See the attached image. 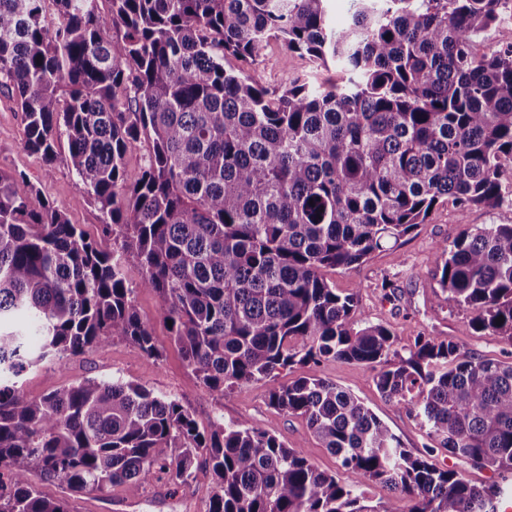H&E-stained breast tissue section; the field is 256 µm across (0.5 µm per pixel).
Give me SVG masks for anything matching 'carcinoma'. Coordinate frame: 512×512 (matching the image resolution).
<instances>
[{
	"label": "carcinoma",
	"mask_w": 512,
	"mask_h": 512,
	"mask_svg": "<svg viewBox=\"0 0 512 512\" xmlns=\"http://www.w3.org/2000/svg\"><path fill=\"white\" fill-rule=\"evenodd\" d=\"M99 2L0 0V88L22 112L24 147L51 165L67 140L82 199L103 216L98 241L24 174L0 171V512H68L34 476L136 499L156 479L188 482L200 461L215 476L208 512H397L270 431L219 418L200 429L143 383L86 377L25 397L13 378L114 338L160 357L129 265L207 391L305 367L269 402L359 482L408 498V512H501L499 491L409 454L317 368L371 367L379 393L450 456L512 470V362L437 336L401 347L323 274L364 263L440 203H512V48L471 49L507 0H351L341 29L329 0ZM272 40L316 70L335 65L340 82L271 89L225 66L262 62ZM143 147L129 184L126 155ZM436 264L444 301L512 342V224L462 230ZM19 313L38 348L5 330Z\"/></svg>",
	"instance_id": "1"
}]
</instances>
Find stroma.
Masks as SVG:
<instances>
[{"label":"stroma","instance_id":"obj_1","mask_svg":"<svg viewBox=\"0 0 512 512\" xmlns=\"http://www.w3.org/2000/svg\"><path fill=\"white\" fill-rule=\"evenodd\" d=\"M227 65L270 88L287 77H314L326 87L337 80L332 70L312 73L307 59L276 42L266 48L262 63L254 65L231 58ZM23 140L21 112L14 100L1 92L0 170L24 173L71 223L82 225L89 234H96L101 217L93 205L81 199V185L71 167L67 145H60L57 160L49 166L39 155L26 151ZM483 224H512V206L474 207L462 213L449 202L437 205L424 224L375 251L361 266L328 269L324 275L338 293L355 296L359 311L369 323L388 327L400 343H408L420 334L439 336L457 342L463 355L507 360L512 358V342L475 333L468 325L469 313L448 306L438 285L436 245L453 238L463 228ZM125 278L135 290L140 314L152 330L161 357L149 359L133 343L115 339L91 353L69 358L63 364L44 362L28 369L18 380L19 389L27 397L37 399L61 385L90 376L141 382L155 393L177 400L200 427H208L211 421L220 418L228 424L244 421L253 428L271 431L286 446L304 449L320 470L336 474L345 485L355 486L354 475L341 469L337 457L320 445L302 418L270 406L268 396L272 384L252 383L222 394L206 391L171 341L157 294L141 288L140 269L127 267ZM319 373L359 397L413 455L428 456L437 465L453 468L476 484H495L503 494H512V470L497 471L449 456L445 449L426 437L396 402L381 397L374 384L375 372L370 367L329 360L321 364ZM213 487L212 474L202 465L186 484L176 487L166 480H157L140 498L128 501L123 498V489L117 487L108 500L90 495L77 497L71 501L70 510L207 512Z\"/></svg>","mask_w":512,"mask_h":512}]
</instances>
